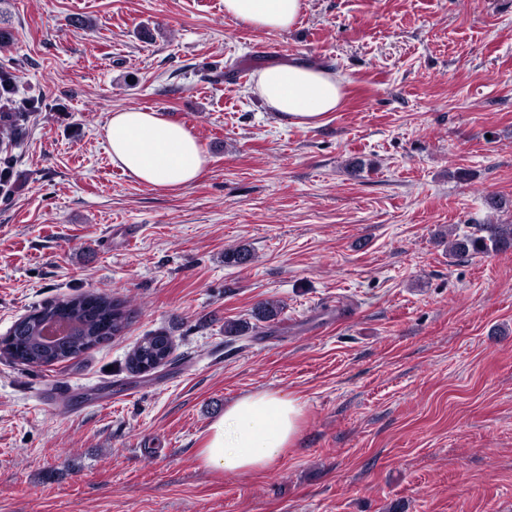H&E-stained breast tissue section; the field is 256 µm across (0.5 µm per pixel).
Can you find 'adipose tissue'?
I'll return each mask as SVG.
<instances>
[{
  "label": "adipose tissue",
  "mask_w": 512,
  "mask_h": 512,
  "mask_svg": "<svg viewBox=\"0 0 512 512\" xmlns=\"http://www.w3.org/2000/svg\"><path fill=\"white\" fill-rule=\"evenodd\" d=\"M303 7L304 0H224L226 17L267 32L293 28ZM346 85L334 71L290 59L259 71L254 88L288 124L316 126L338 110ZM106 137L113 164L154 189L186 187L208 164L193 132L157 111L112 113ZM303 413L298 397L279 390L247 395L210 425L199 455L207 468L227 476L264 470L296 441Z\"/></svg>",
  "instance_id": "1"
}]
</instances>
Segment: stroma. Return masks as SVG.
I'll return each instance as SVG.
<instances>
[{"mask_svg": "<svg viewBox=\"0 0 512 512\" xmlns=\"http://www.w3.org/2000/svg\"><path fill=\"white\" fill-rule=\"evenodd\" d=\"M304 2L268 33L223 0H0V73L39 99L0 148V338L81 292L135 311L62 364L0 352V512H512V248L448 251L512 224V0ZM289 58L348 82L320 126L252 91ZM132 108L190 128L196 182L113 165ZM161 331L170 362L128 370ZM265 389L304 404L284 458L206 469L209 425ZM158 336H163L166 338L170 347V355L173 352V341L170 336H167L163 333H157L153 336H147L140 344H138L132 351L128 354L127 364L128 368L133 372H140L139 365L143 362H149L152 360L154 356L158 354V351L155 350L154 343Z\"/></svg>", "mask_w": 512, "mask_h": 512, "instance_id": "35a3bbf8", "label": "stroma"}]
</instances>
